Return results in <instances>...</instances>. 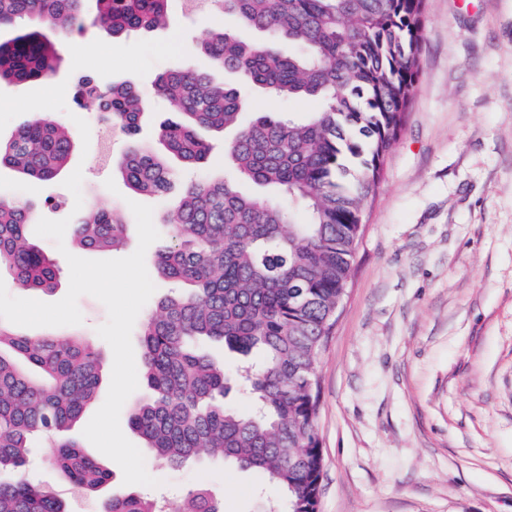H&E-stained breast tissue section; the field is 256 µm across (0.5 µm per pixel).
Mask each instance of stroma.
I'll return each mask as SVG.
<instances>
[{"instance_id": "35a3bbf8", "label": "stroma", "mask_w": 512, "mask_h": 512, "mask_svg": "<svg viewBox=\"0 0 512 512\" xmlns=\"http://www.w3.org/2000/svg\"><path fill=\"white\" fill-rule=\"evenodd\" d=\"M206 13L172 5L167 24L112 39L99 25L63 41L57 73L46 86L92 75L103 84H132L147 101L137 139L156 141L168 118L154 90L158 73L196 69L223 80L200 51L215 28ZM420 76L402 130L385 157L383 176L364 205L362 234L347 292L317 360L322 455L318 512H512V0H424ZM50 118L89 146H75L81 194L94 208L135 217L133 194L116 166H100L105 124L92 107L67 100ZM0 197L34 203L36 218L61 220L74 209L62 178L40 182L0 168ZM58 266L54 290L67 293V254L111 260L138 247L79 249L35 237ZM76 332L103 356L98 401L109 390L113 351L97 329L105 306L84 295ZM71 431L82 449L112 472L94 495L73 492L54 464L46 439L33 441L24 469L32 484L62 497L70 512H99L101 500L126 486L121 468L84 436L87 418ZM159 484L149 493L175 498L199 485L224 495V512H276L275 487L257 474L199 461L172 470L146 457Z\"/></svg>"}]
</instances>
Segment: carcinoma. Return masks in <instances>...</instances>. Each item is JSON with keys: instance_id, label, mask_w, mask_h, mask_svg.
Returning <instances> with one entry per match:
<instances>
[{"instance_id": "1", "label": "carcinoma", "mask_w": 512, "mask_h": 512, "mask_svg": "<svg viewBox=\"0 0 512 512\" xmlns=\"http://www.w3.org/2000/svg\"><path fill=\"white\" fill-rule=\"evenodd\" d=\"M83 0H0V81L28 83L56 73L62 41L48 30L85 29ZM171 0H96L97 20L112 38L165 22ZM268 34L247 41L213 30L203 50L218 68L275 98H307L314 110L296 119L243 113L241 88L207 73L170 70L155 91L173 117L157 146L133 142L118 171L136 193L161 197L182 167H202L211 147L197 129L235 131L224 146L225 178L185 183L166 214L168 243L157 276L174 285L140 330L142 372L151 397L129 424L158 460L180 468L205 455L253 471L282 491L283 512H317L321 448L316 424L320 383L315 363L336 321L361 233L364 203L383 174L419 74L423 0H206ZM295 51L284 53L280 44ZM79 94L133 137L144 114L127 85L85 77ZM72 138L36 120L0 142V167L47 181L68 165ZM273 187L278 197L248 194L238 183ZM33 205L0 199V268L26 290L56 285L51 255L27 228ZM127 224L116 212L89 208L74 217L82 249H117ZM210 341L261 360L246 374L255 406L226 403V372L202 350ZM100 353L86 340L13 333L0 321V512H69L56 493L19 476L42 435L74 488L95 493L110 471L64 437L94 400ZM102 512H222L205 487L172 501L129 491Z\"/></svg>"}]
</instances>
